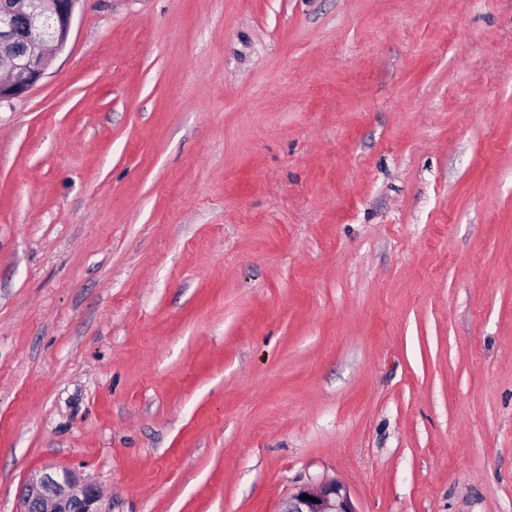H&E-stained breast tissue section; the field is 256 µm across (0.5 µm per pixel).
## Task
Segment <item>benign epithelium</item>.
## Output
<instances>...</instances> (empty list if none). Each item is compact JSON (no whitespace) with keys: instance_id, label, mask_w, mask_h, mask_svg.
Listing matches in <instances>:
<instances>
[{"instance_id":"obj_1","label":"benign epithelium","mask_w":512,"mask_h":512,"mask_svg":"<svg viewBox=\"0 0 512 512\" xmlns=\"http://www.w3.org/2000/svg\"><path fill=\"white\" fill-rule=\"evenodd\" d=\"M80 0H0V69L11 73L0 81V103L9 102L36 85L52 64L54 53L69 38ZM315 498L311 502L301 496ZM19 512H109L100 490L62 469L39 471L27 481ZM280 512H358L348 488L329 480L307 485L288 496Z\"/></svg>"}]
</instances>
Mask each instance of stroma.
Listing matches in <instances>:
<instances>
[{
  "label": "stroma",
  "instance_id": "35a3bbf8",
  "mask_svg": "<svg viewBox=\"0 0 512 512\" xmlns=\"http://www.w3.org/2000/svg\"><path fill=\"white\" fill-rule=\"evenodd\" d=\"M512 512V0H80L0 105V512ZM18 512H109L100 490L62 469L39 471L27 481ZM302 495L317 499L301 500ZM279 512H357L348 488L340 481L329 480L316 487L305 485L288 496Z\"/></svg>",
  "mask_w": 512,
  "mask_h": 512
}]
</instances>
